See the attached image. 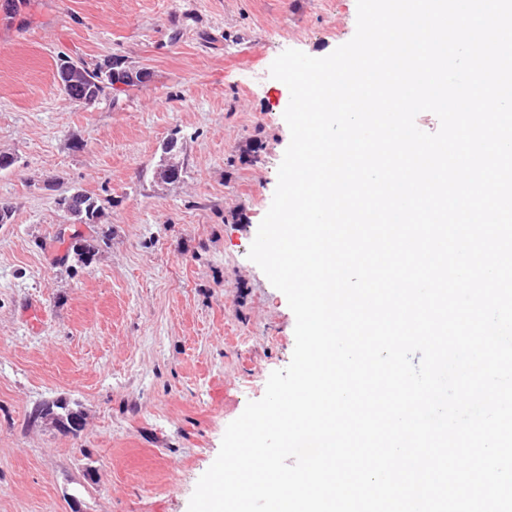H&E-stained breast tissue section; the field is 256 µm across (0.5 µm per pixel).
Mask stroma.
Instances as JSON below:
<instances>
[{"label":"stroma","instance_id":"obj_1","mask_svg":"<svg viewBox=\"0 0 512 512\" xmlns=\"http://www.w3.org/2000/svg\"><path fill=\"white\" fill-rule=\"evenodd\" d=\"M356 17V0H0V512H188L295 346L248 257L290 142L270 66L329 55ZM63 57L150 80L86 106L56 83ZM72 189L98 223L62 211ZM53 401L78 434L36 417ZM82 198L83 200L76 198L74 201L70 209L71 218L81 224H95L101 212V205L87 193H84ZM88 206H91V210H88Z\"/></svg>","mask_w":512,"mask_h":512}]
</instances>
